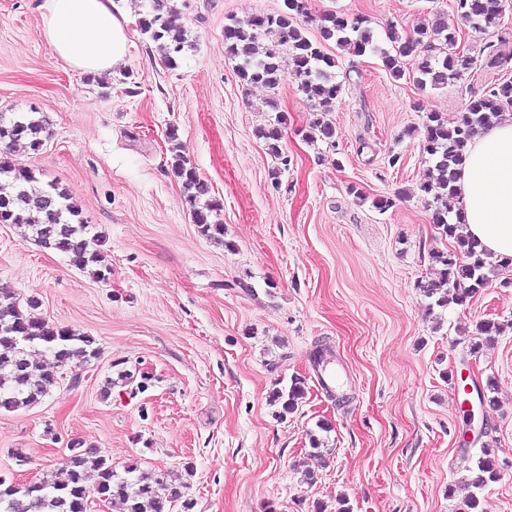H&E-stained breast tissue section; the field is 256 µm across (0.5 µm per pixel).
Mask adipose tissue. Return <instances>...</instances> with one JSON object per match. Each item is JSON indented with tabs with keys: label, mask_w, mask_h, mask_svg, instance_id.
<instances>
[{
	"label": "adipose tissue",
	"mask_w": 512,
	"mask_h": 512,
	"mask_svg": "<svg viewBox=\"0 0 512 512\" xmlns=\"http://www.w3.org/2000/svg\"><path fill=\"white\" fill-rule=\"evenodd\" d=\"M41 35L72 69L105 73L124 64L130 20L113 0H41ZM458 188L466 231L495 258H512V113L469 144Z\"/></svg>",
	"instance_id": "ef3b65f1"
}]
</instances>
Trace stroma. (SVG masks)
Segmentation results:
<instances>
[{
	"label": "stroma",
	"mask_w": 512,
	"mask_h": 512,
	"mask_svg": "<svg viewBox=\"0 0 512 512\" xmlns=\"http://www.w3.org/2000/svg\"><path fill=\"white\" fill-rule=\"evenodd\" d=\"M39 3L0 0V113L45 120L43 149L22 144L13 158L67 188L102 233L112 275L95 279L0 224V285L100 347L91 364H72L78 384L0 413V472L36 480L64 468L77 439L117 468L185 475L192 512H313L318 502L337 512L343 501L350 512H467L461 483L480 454L464 440L472 416L501 470L482 506L512 512V288L494 281L464 304L430 308L419 284L445 242L419 190L430 162L414 134L426 113L455 122L471 98L512 80V62L492 67L485 51L503 38L512 52V0L486 31L460 25L455 0H306L312 16L365 19L376 46L354 56L326 43L344 84L327 115L331 145L306 139L313 110L292 72L272 90L243 85L224 48L227 17L273 14L284 0H176L192 43L178 67L138 34L125 64L101 77L54 56ZM438 19L458 30L474 69L439 89L392 79L380 58L387 30ZM281 113L293 164L275 183L256 131ZM172 127L223 205V241L192 222L171 167ZM382 197L391 208H374ZM485 320L507 330L480 345ZM320 345L348 403L317 381ZM120 360L151 385L102 398ZM296 378L305 395L285 416L270 395ZM468 380L494 381V403L466 408ZM18 452L29 465L16 466Z\"/></svg>",
	"instance_id": "stroma-1"
}]
</instances>
